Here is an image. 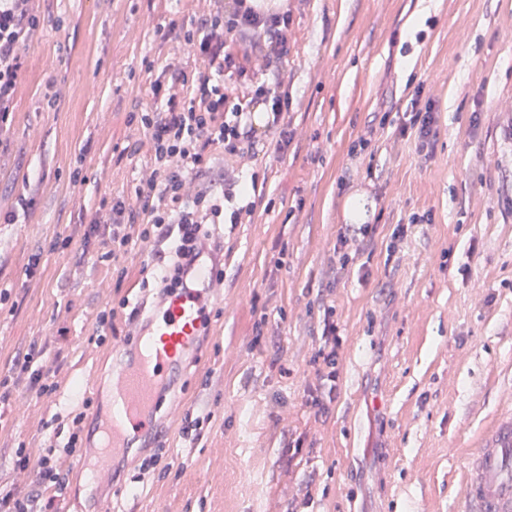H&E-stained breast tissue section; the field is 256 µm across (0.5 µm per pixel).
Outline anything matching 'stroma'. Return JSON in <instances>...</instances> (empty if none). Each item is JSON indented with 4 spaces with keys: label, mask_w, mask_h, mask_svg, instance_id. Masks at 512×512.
Listing matches in <instances>:
<instances>
[{
    "label": "stroma",
    "mask_w": 512,
    "mask_h": 512,
    "mask_svg": "<svg viewBox=\"0 0 512 512\" xmlns=\"http://www.w3.org/2000/svg\"><path fill=\"white\" fill-rule=\"evenodd\" d=\"M212 7L40 0L0 124V377L34 345L58 387L40 396L21 381L0 404V485L18 481L19 446L67 443L70 412L89 431L109 413L110 352L127 333L118 308L150 300L147 256L135 245L112 266L84 233L106 202L134 197L128 116L153 105L165 58L191 55L185 32ZM289 7L296 137L256 159L262 200L251 223L223 227L224 301L178 377L210 420L193 441L182 418L164 420L108 488L89 476L92 445L63 458L56 512H289L308 494L309 512H462L466 460L512 405V0ZM416 81L438 112L431 156L394 137ZM377 112L390 126L352 157ZM356 195L375 233L342 267L334 246ZM330 306L342 341L332 386L312 363ZM110 309L116 332L98 337ZM308 388L323 410L305 405ZM161 445V464L140 474Z\"/></svg>",
    "instance_id": "stroma-1"
}]
</instances>
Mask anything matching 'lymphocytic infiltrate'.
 Instances as JSON below:
<instances>
[{
	"instance_id": "f902f5d3",
	"label": "lymphocytic infiltrate",
	"mask_w": 512,
	"mask_h": 512,
	"mask_svg": "<svg viewBox=\"0 0 512 512\" xmlns=\"http://www.w3.org/2000/svg\"><path fill=\"white\" fill-rule=\"evenodd\" d=\"M38 9L39 0H0V123L13 110L23 45ZM292 23L291 11L265 13L251 0H224L222 7L195 21L205 32L193 45L195 68H188L184 58L168 59L162 80L152 87L153 105L132 113L147 153L135 197L114 198L106 224H91L89 232L107 230L106 256L115 262L130 245L148 248L143 285L154 293L192 286L193 268L201 260L223 268L224 247L212 225L252 220L255 203L250 195L257 192V184L234 178L220 157L250 166L261 131L271 135L275 152L290 146L293 101L285 61ZM229 71L251 73L249 93L238 95L225 86ZM414 95L413 110L397 132L402 138L415 137L431 151L437 141L435 102L423 86H416ZM83 421L80 413L72 418L64 447L51 443L35 453L17 449L14 469L30 479L32 488L25 494L0 490V512H54V498L44 497L43 491L50 485L60 493L66 490L60 460L77 455Z\"/></svg>"
}]
</instances>
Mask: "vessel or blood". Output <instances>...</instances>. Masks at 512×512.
I'll return each mask as SVG.
<instances>
[{"instance_id":"obj_1","label":"vessel or blood","mask_w":512,"mask_h":512,"mask_svg":"<svg viewBox=\"0 0 512 512\" xmlns=\"http://www.w3.org/2000/svg\"><path fill=\"white\" fill-rule=\"evenodd\" d=\"M223 286L216 269L200 263L192 287L167 294L147 324L113 348L111 410L97 428L100 453L91 472L98 486L110 487L115 458L156 431L162 390L195 357L204 319ZM463 502L464 512H512V413L469 458Z\"/></svg>"}]
</instances>
